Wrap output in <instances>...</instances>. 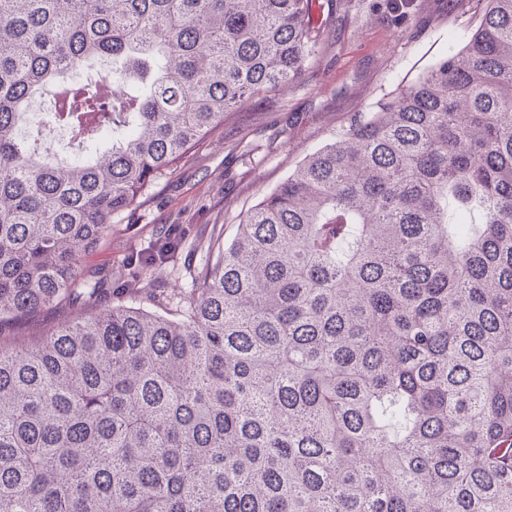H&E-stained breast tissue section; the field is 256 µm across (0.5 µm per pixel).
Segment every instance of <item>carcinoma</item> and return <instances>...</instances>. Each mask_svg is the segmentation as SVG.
Segmentation results:
<instances>
[{"label":"carcinoma","instance_id":"1","mask_svg":"<svg viewBox=\"0 0 512 512\" xmlns=\"http://www.w3.org/2000/svg\"><path fill=\"white\" fill-rule=\"evenodd\" d=\"M485 2L159 313L144 256L126 301L82 257L320 57L322 4L0 0V512H512V0ZM92 57L122 93L67 88L53 163L25 105Z\"/></svg>","mask_w":512,"mask_h":512}]
</instances>
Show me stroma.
I'll return each mask as SVG.
<instances>
[{
    "label": "stroma",
    "mask_w": 512,
    "mask_h": 512,
    "mask_svg": "<svg viewBox=\"0 0 512 512\" xmlns=\"http://www.w3.org/2000/svg\"><path fill=\"white\" fill-rule=\"evenodd\" d=\"M483 0H330L317 18L331 39L301 80L241 111L228 113L215 136L138 203L112 219V233L83 258L105 275V287L123 288L128 256L147 248L172 225L186 235L180 253L153 265L148 287L173 293L187 287L214 234L232 239L240 215L260 202L330 136L402 81H412L474 25ZM50 91L29 101L21 137L42 131L41 147L60 161L76 152L70 133L49 126Z\"/></svg>",
    "instance_id": "stroma-1"
}]
</instances>
